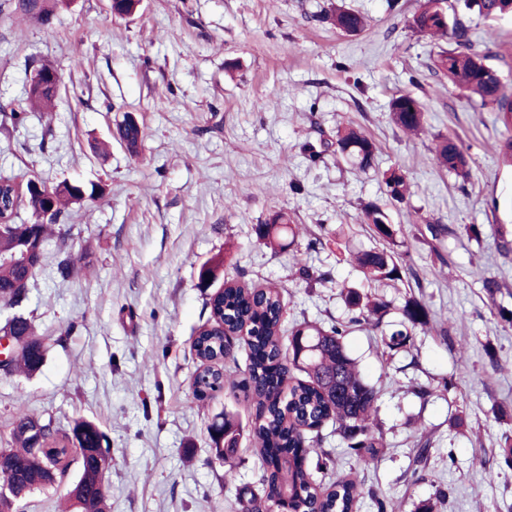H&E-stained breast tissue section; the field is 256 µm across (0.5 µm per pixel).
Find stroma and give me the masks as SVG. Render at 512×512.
Instances as JSON below:
<instances>
[{
  "label": "stroma",
  "mask_w": 512,
  "mask_h": 512,
  "mask_svg": "<svg viewBox=\"0 0 512 512\" xmlns=\"http://www.w3.org/2000/svg\"><path fill=\"white\" fill-rule=\"evenodd\" d=\"M448 2L512 89V17L491 21ZM14 4L0 0V115L24 109L39 65L54 66L61 85L52 111L0 125V174L104 192L54 225L28 285L24 311L49 349L37 374L0 375V448L18 410L64 429L84 418L110 442L109 512H242L258 469L252 410L227 392L198 401L191 388L190 346L211 292L228 278L276 284L284 327L327 328L352 315L346 284L388 303L381 325L344 338L381 389L385 447L364 470L360 512H377L379 499L387 512H512V166L498 155L506 131L492 107L432 72L452 43L410 28L419 0H142L131 17L113 16L108 0H45L40 17ZM341 5L366 18L361 33L323 23ZM401 94L425 107L418 134L391 121ZM260 100L275 106L258 109ZM127 112L144 128L135 154L116 134ZM347 123L377 146L369 171L322 148ZM448 135L470 149L469 180L433 160ZM310 144L319 158L308 157ZM392 168L411 183L406 203L387 196ZM368 203L390 215L402 280H365L346 259L380 244L360 221ZM276 212L299 234L274 251L255 227ZM298 255L317 280L300 278ZM63 257L77 268L66 280L55 273ZM204 266L215 269L206 288ZM487 278L500 284L495 296ZM411 297L427 303L430 322L411 350H389L383 335ZM227 415L240 433L230 481L209 430ZM442 487L448 499L437 496Z\"/></svg>",
  "instance_id": "35a3bbf8"
}]
</instances>
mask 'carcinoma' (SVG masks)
<instances>
[{
	"label": "carcinoma",
	"mask_w": 512,
	"mask_h": 512,
	"mask_svg": "<svg viewBox=\"0 0 512 512\" xmlns=\"http://www.w3.org/2000/svg\"><path fill=\"white\" fill-rule=\"evenodd\" d=\"M465 7L475 8L488 19L512 16V0H464ZM337 30L355 35L365 26L359 12L339 7L325 16ZM415 32L435 39H449L454 47L441 51L432 71L450 80L457 88L479 97L481 105L491 106L505 126L512 125V96H507L497 72L486 63L487 56L474 46L469 26L456 10L447 8L433 13L420 5L409 19ZM59 83L44 80L29 92L31 105L42 111L53 109ZM392 121L404 132L416 133L424 128L425 107L411 95L391 100ZM120 139L127 149L137 152L142 130L121 122ZM336 154L353 161L359 169L373 167L376 145L362 131L345 127L336 132ZM438 167L467 179L470 155L454 137H441L434 149ZM391 201L402 203L410 195L407 177L395 170L384 174ZM99 193L92 183L80 192L63 181L42 198L28 197L35 221L17 224L19 204L16 190L8 179H0V302L13 309L28 300V285L40 268L44 245L64 209L82 204ZM54 209L47 215V208ZM363 221L374 228L386 242L382 248L362 249L352 258L364 276L374 281H397L401 268L390 248L394 232L385 209L377 204L364 206ZM256 232L272 250L283 246L282 240L295 235V225L284 223L274 214L268 223L257 225ZM348 306L358 311L348 322L330 328L296 324L289 333L282 330L284 311L282 290L276 285L249 287L235 279L224 280L223 292L209 300V316L196 331L191 350L199 362L193 386L194 396L203 401L224 389H239L253 402L255 412L250 434L261 457L256 483L265 493L261 502L251 496L253 512L282 508L286 512H359L362 484L355 479H338L324 490L308 467V458L317 457L319 470H329L332 459L323 448L320 432L327 424L336 428L346 448L363 468L369 467L383 447L381 433L372 423L377 412L379 390L362 377L356 362L348 354L344 336L350 327L371 321L386 307L373 300H363L358 291L343 288ZM403 319L387 342L391 350L413 344L412 332L430 322V310L420 300H409L402 309ZM0 332L13 337L15 349L5 364L4 375L32 376L46 361L48 346L38 336L30 317L23 313L0 325ZM247 351L244 378L239 380L226 369V362H236V343ZM224 427V448L218 456L232 458L237 448V426L226 417L213 423ZM59 428L53 420H44L24 411L12 421L11 444L0 454V489H8L20 502L37 491L53 487L64 473L56 471V458L42 450L57 440ZM68 444L79 450L80 475L68 486L65 497L73 512H107L104 476L110 469V445L106 434L94 422L73 421L64 433Z\"/></svg>",
	"instance_id": "carcinoma-1"
}]
</instances>
